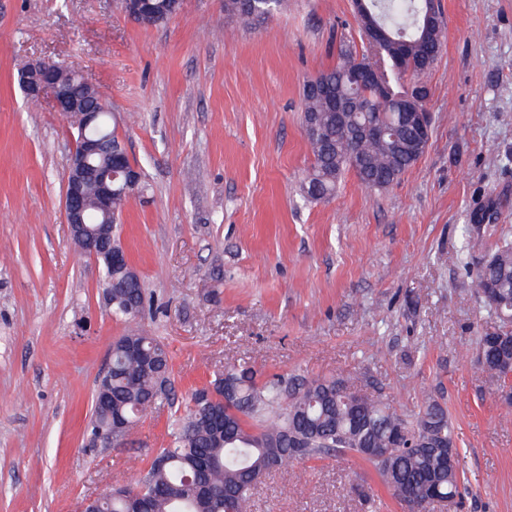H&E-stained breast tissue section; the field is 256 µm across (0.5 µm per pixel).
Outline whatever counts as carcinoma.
<instances>
[{
    "label": "carcinoma",
    "instance_id": "carcinoma-1",
    "mask_svg": "<svg viewBox=\"0 0 512 512\" xmlns=\"http://www.w3.org/2000/svg\"><path fill=\"white\" fill-rule=\"evenodd\" d=\"M172 2L150 0V8L135 21L148 26L164 23L173 15ZM286 2L224 0V10L245 23H261ZM428 2L364 0L354 5L361 48L342 42L336 65L313 77L333 89L343 109L310 92V83L304 84L302 122L311 119L318 126L317 137H308L312 161L298 187L305 199L329 198L348 174L367 189L384 190L422 157L403 149L415 133L402 121L400 97L410 85L418 89L420 100L430 94L427 77L441 53L444 25H423ZM373 60L382 65L385 93L352 79L356 67ZM72 90L87 106L99 110V132L118 142L110 112L99 108L97 98L81 82L73 81ZM367 122L390 126L394 139L356 136L357 127ZM467 280L482 300L495 292L497 306L491 313L512 312V243L503 241L488 261L469 272ZM144 295L136 276L119 289L112 317L135 319ZM479 353L484 371L503 391L501 352L482 336ZM112 363L110 410L94 405V431L109 425L112 418L134 424L168 399L163 375L169 373V353L157 337L139 328L129 330L112 344ZM211 385L214 395L195 392L185 413L173 419L170 442L157 451L138 482L100 498V512H251L261 477L298 460L291 449L295 440L304 443L303 458L329 453L361 458L393 495L403 488L408 496L426 502L435 494L442 499L461 494L460 454L447 411L435 400L405 416L378 396L351 391L341 380L262 379L246 362L224 369ZM397 433L446 444L455 465L442 467L440 454L430 448L398 447Z\"/></svg>",
    "mask_w": 512,
    "mask_h": 512
}]
</instances>
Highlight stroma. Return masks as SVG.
Masks as SVG:
<instances>
[{
    "mask_svg": "<svg viewBox=\"0 0 512 512\" xmlns=\"http://www.w3.org/2000/svg\"><path fill=\"white\" fill-rule=\"evenodd\" d=\"M423 157L381 191L347 175L297 192L311 151L303 84L358 37L351 0H288L265 22L183 0L144 26L119 0H0V512H80L132 485L192 392L248 361L265 377L359 381L398 413L448 410L468 488L459 512H512V412L478 360L500 320L464 288L512 241V0H440ZM45 60L100 91L143 190L118 226L166 344L170 402L121 444L89 442L93 398L126 331L81 254L62 194L76 134L31 109ZM253 512H406L374 468L324 455L266 476Z\"/></svg>",
    "mask_w": 512,
    "mask_h": 512,
    "instance_id": "stroma-1",
    "label": "stroma"
}]
</instances>
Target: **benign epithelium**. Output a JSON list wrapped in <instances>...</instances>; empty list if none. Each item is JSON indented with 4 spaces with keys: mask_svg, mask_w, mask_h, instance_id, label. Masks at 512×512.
<instances>
[{
    "mask_svg": "<svg viewBox=\"0 0 512 512\" xmlns=\"http://www.w3.org/2000/svg\"><path fill=\"white\" fill-rule=\"evenodd\" d=\"M20 88L25 96L42 97L49 95L56 111L67 116H77L76 127L79 128L66 173L63 210L65 223L68 224L72 239L80 243L83 254L95 262H106L107 281H112V269L122 268L128 276H133L128 269L125 249L115 237L117 214L112 210V196L125 193L140 184L141 174L130 162L127 154H112L107 162L98 168V189L93 200H88L84 181L85 171L93 166L100 154V142L90 135L98 113L81 111L82 101L75 97L69 85L60 74L57 65L45 61H33L26 64L19 74ZM403 120L414 127L419 139L425 141L430 137L431 114L426 108L415 112L403 113ZM94 207L102 214V222L89 223L88 207ZM131 424L117 423L109 431L95 433L93 442L110 443L125 437Z\"/></svg>",
    "mask_w": 512,
    "mask_h": 512,
    "instance_id": "7a95c632",
    "label": "benign epithelium"
}]
</instances>
